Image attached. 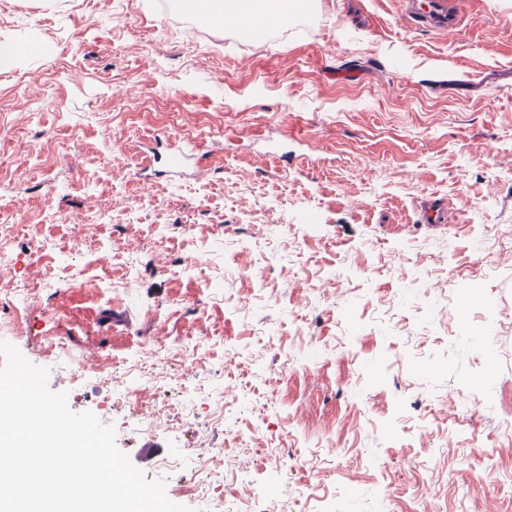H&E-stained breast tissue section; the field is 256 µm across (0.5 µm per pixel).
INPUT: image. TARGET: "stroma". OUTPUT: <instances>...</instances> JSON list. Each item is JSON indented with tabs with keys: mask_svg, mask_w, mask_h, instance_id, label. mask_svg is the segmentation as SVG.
<instances>
[{
	"mask_svg": "<svg viewBox=\"0 0 512 512\" xmlns=\"http://www.w3.org/2000/svg\"><path fill=\"white\" fill-rule=\"evenodd\" d=\"M182 3L0 0V341L191 512H512V0ZM458 0H407L404 15L427 28L456 31L465 14Z\"/></svg>",
	"mask_w": 512,
	"mask_h": 512,
	"instance_id": "obj_1",
	"label": "stroma"
}]
</instances>
